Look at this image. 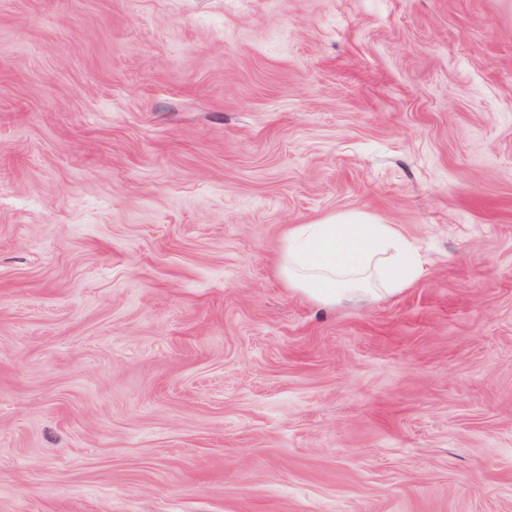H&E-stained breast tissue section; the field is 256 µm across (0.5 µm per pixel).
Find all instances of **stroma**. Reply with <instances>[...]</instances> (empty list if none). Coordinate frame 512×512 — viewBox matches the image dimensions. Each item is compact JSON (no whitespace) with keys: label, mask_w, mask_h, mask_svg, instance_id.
<instances>
[{"label":"stroma","mask_w":512,"mask_h":512,"mask_svg":"<svg viewBox=\"0 0 512 512\" xmlns=\"http://www.w3.org/2000/svg\"><path fill=\"white\" fill-rule=\"evenodd\" d=\"M0 512H512V0H0ZM422 263L393 224L364 213L293 224L279 252L287 287L322 305L392 295L410 284Z\"/></svg>","instance_id":"1"}]
</instances>
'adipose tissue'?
<instances>
[{
	"label": "adipose tissue",
	"mask_w": 512,
	"mask_h": 512,
	"mask_svg": "<svg viewBox=\"0 0 512 512\" xmlns=\"http://www.w3.org/2000/svg\"><path fill=\"white\" fill-rule=\"evenodd\" d=\"M422 261L399 230L364 213L295 224L283 235L279 272L309 300H376L406 288Z\"/></svg>",
	"instance_id": "1"
}]
</instances>
